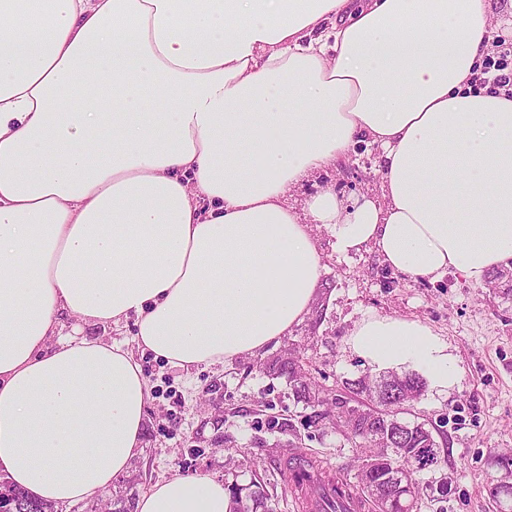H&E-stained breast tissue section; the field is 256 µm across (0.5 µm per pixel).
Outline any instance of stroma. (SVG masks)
<instances>
[{
  "label": "stroma",
  "mask_w": 512,
  "mask_h": 512,
  "mask_svg": "<svg viewBox=\"0 0 512 512\" xmlns=\"http://www.w3.org/2000/svg\"><path fill=\"white\" fill-rule=\"evenodd\" d=\"M379 155L358 144L289 200L303 202L321 188L347 198L380 197ZM323 270L309 315L287 336L254 357L185 371L145 356L151 386L143 433V453L128 472L114 479L103 498L58 506L57 512H97L108 500L140 493L176 475H207L225 484L259 482L277 512H296L282 492L278 462L293 440L304 451L344 471L362 451L331 428L282 427L300 414L286 377L268 375L260 365L292 345H305L306 363L319 384L369 374L347 341L371 315L420 322L447 343L457 370L445 392L426 388L414 406L420 421L435 424L440 463L434 475L448 482L443 501L423 496L418 512H494L487 490L498 469L493 458L512 450V301L457 273L413 281L391 271L371 247L336 254L328 230L316 231Z\"/></svg>",
  "instance_id": "35a3bbf8"
}]
</instances>
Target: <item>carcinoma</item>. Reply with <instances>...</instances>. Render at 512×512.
<instances>
[{
  "label": "carcinoma",
  "mask_w": 512,
  "mask_h": 512,
  "mask_svg": "<svg viewBox=\"0 0 512 512\" xmlns=\"http://www.w3.org/2000/svg\"><path fill=\"white\" fill-rule=\"evenodd\" d=\"M264 369L271 375L286 376L296 401L311 410V423L329 422L344 435L359 441L364 449L360 457L355 483L332 475L336 489V505L326 512H344L341 501L353 494L359 495L369 512H377L379 503L362 486L366 476L387 499L388 512H413L418 503L417 481L405 484L395 480L391 462L409 465V474L430 472L438 467L440 448L435 440V427L424 422L408 420L402 414L424 392L425 383L416 373L394 375L386 381H373L368 376L343 382L342 388L329 390L310 377L298 356L277 357L268 361ZM345 407L346 418L333 416L330 407ZM231 497L230 512H273L268 505L269 495L259 483H253L248 493L235 485L227 487ZM490 498L499 512H512V486L490 485Z\"/></svg>",
  "instance_id": "obj_1"
}]
</instances>
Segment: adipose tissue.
I'll return each instance as SVG.
<instances>
[{"mask_svg": "<svg viewBox=\"0 0 512 512\" xmlns=\"http://www.w3.org/2000/svg\"><path fill=\"white\" fill-rule=\"evenodd\" d=\"M486 0H0V474L102 496L139 457L140 359L209 367L310 313L322 264L371 246L406 278L479 283L512 259V96L473 90ZM69 107H62L63 99ZM380 152L383 202L289 192ZM133 320L135 348L62 334ZM366 365L445 391L448 346L372 315ZM174 476L135 512H229Z\"/></svg>", "mask_w": 512, "mask_h": 512, "instance_id": "obj_1", "label": "adipose tissue"}]
</instances>
